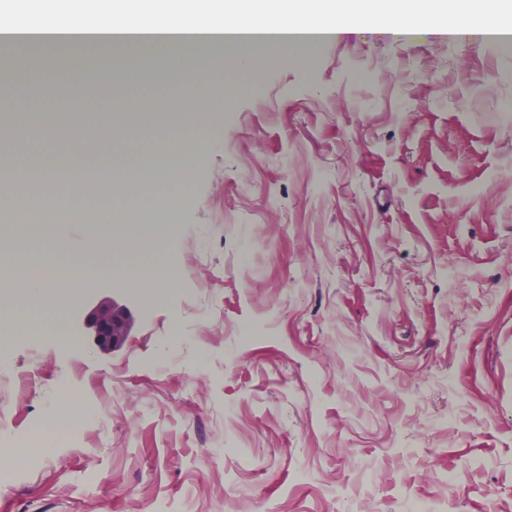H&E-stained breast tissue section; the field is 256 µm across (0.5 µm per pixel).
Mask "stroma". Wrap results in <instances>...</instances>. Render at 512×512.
I'll return each instance as SVG.
<instances>
[{
    "label": "stroma",
    "instance_id": "stroma-1",
    "mask_svg": "<svg viewBox=\"0 0 512 512\" xmlns=\"http://www.w3.org/2000/svg\"><path fill=\"white\" fill-rule=\"evenodd\" d=\"M449 17L225 94L170 223L0 222L64 230L89 274L0 359L33 380L0 388L17 428L58 411L64 380L85 410L60 447L0 444V512H512V48L440 36ZM177 115L84 151L7 129L0 163L165 165ZM116 199L152 207L116 181L37 210ZM110 239L156 246L176 278L98 277ZM104 297L134 316L109 352L81 332Z\"/></svg>",
    "mask_w": 512,
    "mask_h": 512
}]
</instances>
